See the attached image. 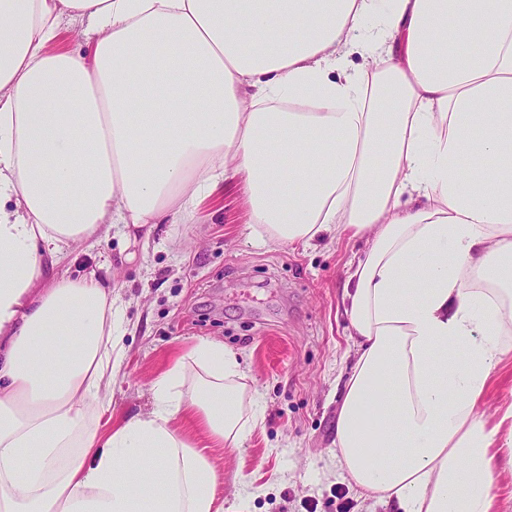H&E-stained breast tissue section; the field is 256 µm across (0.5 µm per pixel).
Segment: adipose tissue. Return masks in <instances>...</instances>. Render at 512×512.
<instances>
[{"instance_id":"obj_1","label":"adipose tissue","mask_w":512,"mask_h":512,"mask_svg":"<svg viewBox=\"0 0 512 512\" xmlns=\"http://www.w3.org/2000/svg\"><path fill=\"white\" fill-rule=\"evenodd\" d=\"M232 185L256 242H365L350 483L498 512L512 404L478 408L512 326V0H0V512H224L211 451L258 424L239 353L198 340L104 427L128 304L69 264L116 227L133 261ZM87 28L85 19L65 15L62 19V36L67 47L79 50L84 45V31Z\"/></svg>"}]
</instances>
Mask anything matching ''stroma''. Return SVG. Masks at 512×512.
Here are the masks:
<instances>
[{"label": "stroma", "mask_w": 512, "mask_h": 512, "mask_svg": "<svg viewBox=\"0 0 512 512\" xmlns=\"http://www.w3.org/2000/svg\"><path fill=\"white\" fill-rule=\"evenodd\" d=\"M240 189L193 224H162L138 241L134 262L119 259V239L77 247L72 270L109 261L107 275L130 306L126 366L112 397L115 413L151 403L150 383L202 338L239 352L262 395L257 427L237 450H213L224 473V506L243 512H389L344 479L336 461L342 382L354 353L344 315L347 264L363 241L316 247L260 245L243 224ZM481 412L496 423L512 403V333Z\"/></svg>", "instance_id": "obj_1"}]
</instances>
